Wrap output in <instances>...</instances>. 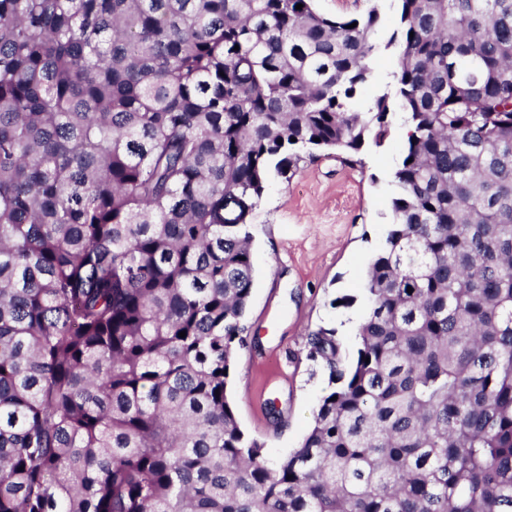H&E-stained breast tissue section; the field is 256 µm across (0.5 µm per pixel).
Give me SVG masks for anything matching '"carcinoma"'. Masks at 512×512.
I'll return each instance as SVG.
<instances>
[{"mask_svg":"<svg viewBox=\"0 0 512 512\" xmlns=\"http://www.w3.org/2000/svg\"><path fill=\"white\" fill-rule=\"evenodd\" d=\"M378 20L0 0V512H512V0H399L357 357L311 334L328 384L275 464L228 399L270 171L388 135Z\"/></svg>","mask_w":512,"mask_h":512,"instance_id":"obj_1","label":"carcinoma"}]
</instances>
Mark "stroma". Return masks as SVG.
I'll return each instance as SVG.
<instances>
[{
  "mask_svg": "<svg viewBox=\"0 0 512 512\" xmlns=\"http://www.w3.org/2000/svg\"><path fill=\"white\" fill-rule=\"evenodd\" d=\"M371 73L358 92L361 108L395 91L398 0H377ZM382 143L366 139L357 164L335 154L303 157L287 174L271 173L248 231L255 282L229 398L241 428L265 444L271 460L297 448L326 385L308 358V335L332 328L344 364L357 356L356 327L368 309L364 272L382 250L393 221L395 172L408 124L389 116Z\"/></svg>",
  "mask_w": 512,
  "mask_h": 512,
  "instance_id": "stroma-1",
  "label": "stroma"
}]
</instances>
